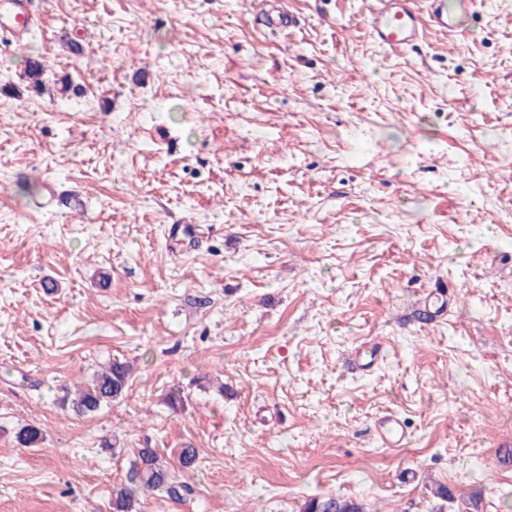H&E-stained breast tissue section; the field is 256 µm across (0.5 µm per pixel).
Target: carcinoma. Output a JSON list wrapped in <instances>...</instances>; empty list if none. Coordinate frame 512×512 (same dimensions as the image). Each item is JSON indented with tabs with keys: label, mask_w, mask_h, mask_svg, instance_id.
<instances>
[{
	"label": "carcinoma",
	"mask_w": 512,
	"mask_h": 512,
	"mask_svg": "<svg viewBox=\"0 0 512 512\" xmlns=\"http://www.w3.org/2000/svg\"><path fill=\"white\" fill-rule=\"evenodd\" d=\"M46 65L42 57L32 54L27 57L22 73L27 86L38 92L44 86ZM131 376L130 366L119 360H112L94 375L87 387L78 388L66 395L62 406L78 415L97 411L104 405L119 398L128 385ZM18 444L26 448H36L43 443L44 434L40 428L27 425L16 435ZM159 491L171 499L182 500L194 493V488L180 480L176 471L159 456L155 448H138L134 452L128 472V480L112 489V512H137L136 492L139 490ZM440 503L433 512H481L482 495L475 493L464 501H457L453 491L441 486L435 492ZM300 512H369L361 499L325 495L306 500Z\"/></svg>",
	"instance_id": "carcinoma-1"
}]
</instances>
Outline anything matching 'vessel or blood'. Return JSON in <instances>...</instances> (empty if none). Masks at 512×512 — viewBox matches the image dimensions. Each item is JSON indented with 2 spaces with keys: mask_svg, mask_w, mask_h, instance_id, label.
Returning a JSON list of instances; mask_svg holds the SVG:
<instances>
[{
  "mask_svg": "<svg viewBox=\"0 0 512 512\" xmlns=\"http://www.w3.org/2000/svg\"><path fill=\"white\" fill-rule=\"evenodd\" d=\"M263 21L272 33L287 37L297 28L296 16L288 12L283 0H264ZM477 0H376L368 20L369 37L385 50L416 46L425 26L457 35L465 30L477 13ZM0 30L15 41H22L33 30L32 16L24 0H0ZM376 435L382 447L396 448L405 440L397 415L384 417Z\"/></svg>",
  "mask_w": 512,
  "mask_h": 512,
  "instance_id": "b4317fda",
  "label": "vessel or blood"
}]
</instances>
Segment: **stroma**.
I'll return each instance as SVG.
<instances>
[{
    "label": "stroma",
    "instance_id": "1",
    "mask_svg": "<svg viewBox=\"0 0 512 512\" xmlns=\"http://www.w3.org/2000/svg\"><path fill=\"white\" fill-rule=\"evenodd\" d=\"M29 2L0 34V512H112L144 447L198 458L140 512H431L440 485L507 512L512 0L404 51L366 0H284L286 39L255 0ZM116 358L120 398L62 409ZM0 29L20 44L33 30L32 16L22 0L0 1ZM45 72L46 65L42 57L38 54H32L26 59L22 78L32 91L39 92L44 86ZM376 435L379 444L385 448H397L405 440V432L400 419L392 413L381 420ZM300 512H371L361 499L325 495L306 500Z\"/></svg>",
    "mask_w": 512,
    "mask_h": 512
}]
</instances>
